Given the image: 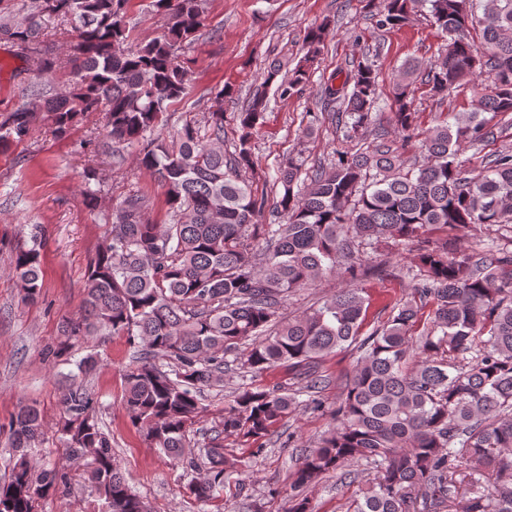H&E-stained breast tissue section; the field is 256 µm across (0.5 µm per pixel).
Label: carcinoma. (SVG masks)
<instances>
[{
  "instance_id": "1",
  "label": "carcinoma",
  "mask_w": 512,
  "mask_h": 512,
  "mask_svg": "<svg viewBox=\"0 0 512 512\" xmlns=\"http://www.w3.org/2000/svg\"><path fill=\"white\" fill-rule=\"evenodd\" d=\"M205 0H153L168 19L161 36L127 46L129 0H32L22 16L0 11V40L38 55L39 72L58 62L41 54L48 26L71 25L63 89L0 121V150L30 137L47 113L64 134L91 112L105 113L114 142L140 143L138 163L165 188L169 221L149 219V199L128 194L106 218L110 231L90 259L80 313L47 355L60 359L93 336H136L145 356L125 375L131 424L173 464L193 473L201 503L220 498L239 460L224 455V437L263 436L307 395L328 383L319 360L351 348L356 365L336 403V424L302 455L290 478V512H309L305 490L324 475L362 463L371 477L346 512H512V151L471 174L462 146L493 136L484 114L512 126V0H379L372 26L387 31L427 7L447 41L430 63L399 70L390 112L402 141L370 142L364 131L377 99L373 64L338 68L323 80L329 119L347 149L319 166L294 191L303 160L275 163L283 192L273 204L241 172L253 166L251 129L268 108L264 88L286 100L303 91L324 49L326 19L306 37V53L287 73L273 68L238 112L235 149L224 150V113L187 121L172 144L154 135L170 106L189 95L191 45ZM471 112L452 124L418 131L416 82L443 102L452 88L479 77ZM419 139L423 163L408 161L403 142ZM268 215L269 222L260 218ZM416 252L407 269L415 300L398 301L387 319L360 336L364 299L352 281L356 255L385 256L399 246ZM13 273L23 297L41 294L39 253L20 249ZM325 274L351 282L322 304L284 318L282 304ZM431 325L414 334L419 304ZM245 347L240 366L261 372L288 365L291 382L268 389L245 385L224 406L206 447L187 441L200 421L201 390L224 384V356ZM166 361L169 369L156 363ZM66 457L108 512H148L124 480L110 436L99 426L96 400L81 385L62 401ZM17 452L0 487V512H34L35 502L65 496L66 468L40 467L28 449L44 434L32 403L9 422ZM486 473L479 484L475 474Z\"/></svg>"
}]
</instances>
